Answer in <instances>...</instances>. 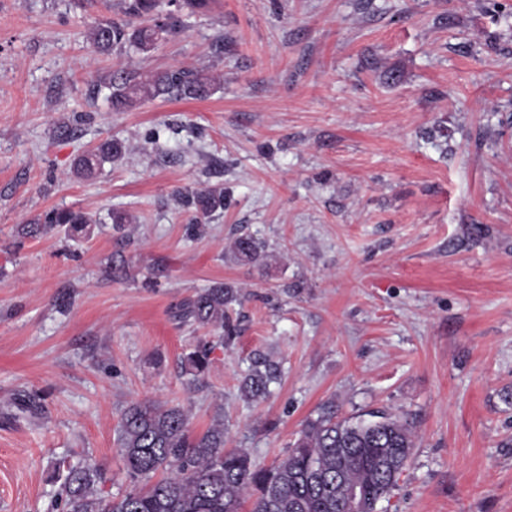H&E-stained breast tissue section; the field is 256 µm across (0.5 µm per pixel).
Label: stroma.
<instances>
[{"instance_id": "stroma-1", "label": "stroma", "mask_w": 512, "mask_h": 512, "mask_svg": "<svg viewBox=\"0 0 512 512\" xmlns=\"http://www.w3.org/2000/svg\"><path fill=\"white\" fill-rule=\"evenodd\" d=\"M209 0L149 55L84 32L121 0H0V512H53L58 467L126 487L135 401L224 417L225 445L281 460L302 425L406 412L418 435L385 512H512V0ZM221 74L204 100L112 111L118 66ZM117 138L96 176L75 157ZM222 187L191 231L179 189ZM53 207L97 215L15 246ZM133 216L127 239L113 212ZM242 232L268 258L225 250ZM239 289L193 388L204 331L172 307ZM270 364L271 393L243 378ZM36 402V414L18 403ZM211 337L203 336L198 338L192 350L183 357V370H185L186 374L192 376L189 380L190 385L196 386L202 383L209 372L211 354L214 348Z\"/></svg>"}]
</instances>
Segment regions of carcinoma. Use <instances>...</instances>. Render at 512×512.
I'll use <instances>...</instances> for the list:
<instances>
[{
	"label": "carcinoma",
	"instance_id": "obj_1",
	"mask_svg": "<svg viewBox=\"0 0 512 512\" xmlns=\"http://www.w3.org/2000/svg\"><path fill=\"white\" fill-rule=\"evenodd\" d=\"M125 21L102 19L84 34L98 52L115 48L147 54L180 34L182 17L162 12V0H123ZM221 85V76L197 68L174 67L148 74L120 69L105 82L107 99L116 112L156 98L206 99ZM126 144L102 143L74 162L76 175L89 177L107 161L122 158ZM177 197L195 211V219L224 209V190L186 188ZM93 216L78 208H52L28 224H18V244L58 227L88 235ZM233 258L245 263L264 259L263 244L240 235L229 244ZM239 300L237 289L217 284L195 292L172 308L180 323H194L219 334H232L226 309ZM214 344L198 338L182 360L189 383L200 384L209 372ZM270 369H254L242 381L253 400L269 394ZM127 488L103 490L107 477L95 463L67 468L54 508L59 512H341L350 490L370 504L390 499L409 467L416 447L415 428L405 414L377 412L369 419H338L328 411L309 421L289 446L287 455L269 466L254 464L242 448H224V420L216 415L200 433L190 429L189 409L182 405L132 402L120 414L116 429Z\"/></svg>",
	"mask_w": 512,
	"mask_h": 512
}]
</instances>
